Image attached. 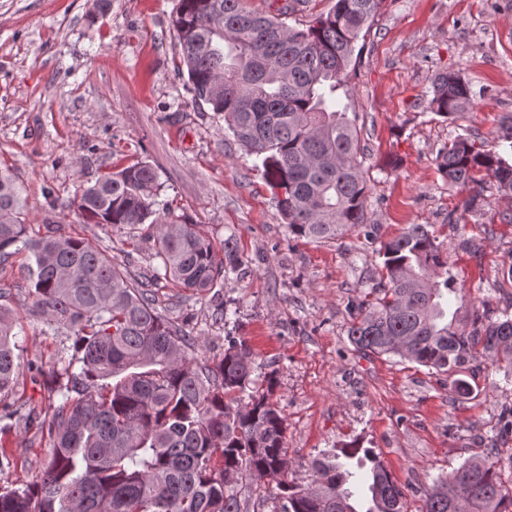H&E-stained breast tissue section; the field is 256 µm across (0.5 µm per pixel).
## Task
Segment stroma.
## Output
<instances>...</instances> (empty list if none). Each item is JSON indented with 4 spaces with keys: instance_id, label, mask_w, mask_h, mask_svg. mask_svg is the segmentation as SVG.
Listing matches in <instances>:
<instances>
[{
    "instance_id": "1",
    "label": "stroma",
    "mask_w": 512,
    "mask_h": 512,
    "mask_svg": "<svg viewBox=\"0 0 512 512\" xmlns=\"http://www.w3.org/2000/svg\"><path fill=\"white\" fill-rule=\"evenodd\" d=\"M178 0H0V170L21 189L32 232L61 225L64 234L107 251L134 273L147 270L152 241L85 223L80 190L101 174L143 161L162 185L170 217L198 224L215 243L236 234L240 274L222 290L228 321L215 320L209 296L162 282L158 309L196 338L198 362L244 339L259 374L276 377L273 399L284 419L288 478L306 486L312 458L361 439L374 449L420 512L434 481L484 454L512 380L484 358L464 372L458 394L447 374L393 355H364L347 336L351 301L378 281L376 243L351 230L331 242L292 235L271 189L223 120L197 108L179 72L172 20ZM460 73L473 106L448 120L427 107L437 74ZM348 103L364 148L367 218L379 241L408 225H432L448 250L460 292L452 307L499 316L512 309V198L485 182L478 209L450 188L437 155L463 130L497 149L512 113V0H381L356 45ZM481 240L479 252L457 247ZM23 255L0 267V304L21 329L22 374L0 411L48 405L46 383L66 335H46L29 312ZM0 487L40 475L49 458L45 431L0 420Z\"/></svg>"
}]
</instances>
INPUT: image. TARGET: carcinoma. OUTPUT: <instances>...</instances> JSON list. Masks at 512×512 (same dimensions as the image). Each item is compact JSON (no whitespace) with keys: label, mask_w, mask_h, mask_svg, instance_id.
I'll return each mask as SVG.
<instances>
[{"label":"carcinoma","mask_w":512,"mask_h":512,"mask_svg":"<svg viewBox=\"0 0 512 512\" xmlns=\"http://www.w3.org/2000/svg\"><path fill=\"white\" fill-rule=\"evenodd\" d=\"M380 0H336L303 29L244 0H180L176 50L192 102L224 120V129L261 164L288 231L330 242L366 223L367 180L360 139L344 103L355 44ZM473 105L459 74H439L427 107L453 119ZM448 185L473 190L483 177L512 196V162L476 147L470 131L438 154ZM154 168L136 162L81 189L82 216L117 229L148 225L150 274L141 279L53 224L29 235L15 179L0 171V266L28 255L31 310L43 333L66 332L73 354L52 369L48 410L40 421L50 440L47 467L35 479L0 488V512H243L237 491L248 476L271 481L273 512H404V493L380 457L359 440L312 463L313 486L288 481L284 422L271 401L274 379L256 389L258 366L243 340H230L212 364L189 356L190 332L162 315L154 286L166 281L211 296L224 318L220 288L244 265L235 235L222 247L185 219L160 215ZM382 273L373 299L351 307L348 338L362 354L395 355L452 378L493 357L512 367V315L462 322L448 313L460 288L442 243L426 224H411L378 250ZM16 323L0 306V394L20 377ZM79 371L74 372V365ZM63 401L52 403L56 394ZM499 454L474 456L438 478L422 512H512Z\"/></svg>","instance_id":"1"}]
</instances>
